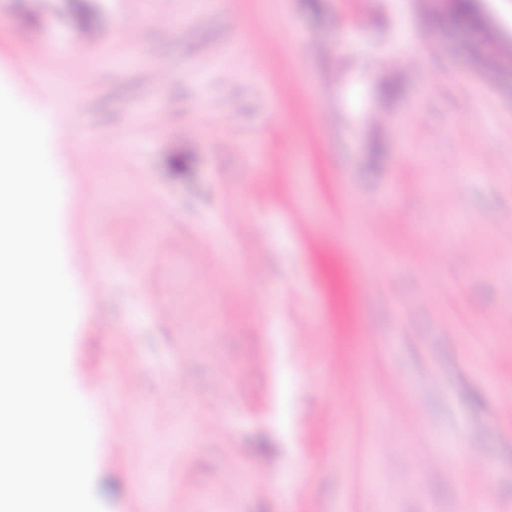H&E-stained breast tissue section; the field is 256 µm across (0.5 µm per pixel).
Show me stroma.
<instances>
[{
  "label": "stroma",
  "mask_w": 512,
  "mask_h": 512,
  "mask_svg": "<svg viewBox=\"0 0 512 512\" xmlns=\"http://www.w3.org/2000/svg\"><path fill=\"white\" fill-rule=\"evenodd\" d=\"M472 40L420 0H0L100 271L68 373L103 512H512V76Z\"/></svg>",
  "instance_id": "1"
}]
</instances>
